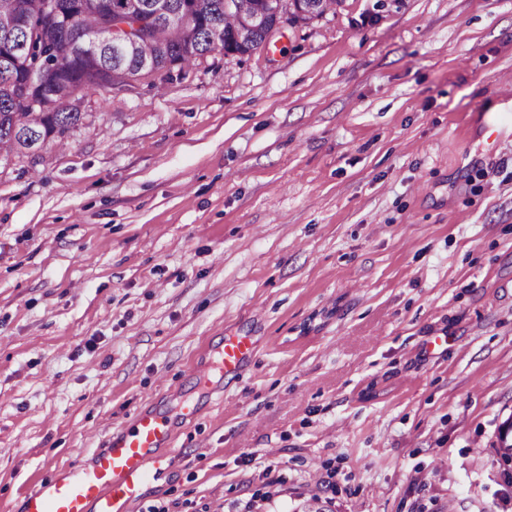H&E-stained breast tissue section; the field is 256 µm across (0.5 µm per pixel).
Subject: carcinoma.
<instances>
[{
    "instance_id": "cac0c4a2",
    "label": "carcinoma",
    "mask_w": 512,
    "mask_h": 512,
    "mask_svg": "<svg viewBox=\"0 0 512 512\" xmlns=\"http://www.w3.org/2000/svg\"><path fill=\"white\" fill-rule=\"evenodd\" d=\"M176 9L186 8L196 17L193 27L173 25L155 16L149 8L141 18L129 17L107 8L105 12L78 14L77 24L88 32L108 31L109 39L137 37L141 41L140 55L153 54L158 45L172 50L168 71L182 72L198 57L218 51L232 54L242 51L237 42L242 18L251 10L254 0H170ZM16 0H0V150L5 154H21L27 149L26 135L41 139V147L64 145V135L81 125L85 113L62 104L76 90L97 89L101 83L85 73L80 63L69 54L59 39L58 28L39 10L34 11L29 26L13 28L10 22ZM342 0H297L288 20L297 23L336 12ZM222 21L224 39L216 42L210 27L211 17ZM58 61L54 74L55 96L50 98L38 87H25L26 73L39 68L46 60ZM102 68L112 72L136 68L135 61L112 53L107 43L100 54ZM43 100L41 107L21 103V89Z\"/></svg>"
}]
</instances>
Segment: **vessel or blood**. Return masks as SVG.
Returning <instances> with one entry per match:
<instances>
[{
    "label": "vessel or blood",
    "mask_w": 512,
    "mask_h": 512,
    "mask_svg": "<svg viewBox=\"0 0 512 512\" xmlns=\"http://www.w3.org/2000/svg\"><path fill=\"white\" fill-rule=\"evenodd\" d=\"M252 348L250 337H225L200 371L234 373ZM173 429L163 408L140 411L129 426L111 433L105 447L87 463L60 470L29 492L22 512H128L142 488L161 478L167 468L161 452L170 447Z\"/></svg>",
    "instance_id": "obj_1"
}]
</instances>
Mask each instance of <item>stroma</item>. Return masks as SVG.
I'll list each match as a JSON object with an SVG mask.
<instances>
[{
    "mask_svg": "<svg viewBox=\"0 0 512 512\" xmlns=\"http://www.w3.org/2000/svg\"><path fill=\"white\" fill-rule=\"evenodd\" d=\"M508 91L512 0H343L0 156V512L190 396L129 512H512ZM253 342L248 336H225L217 355H209L206 365L198 367L200 376L210 373L228 375L234 373L242 361L251 353Z\"/></svg>",
    "mask_w": 512,
    "mask_h": 512,
    "instance_id": "stroma-1",
    "label": "stroma"
}]
</instances>
